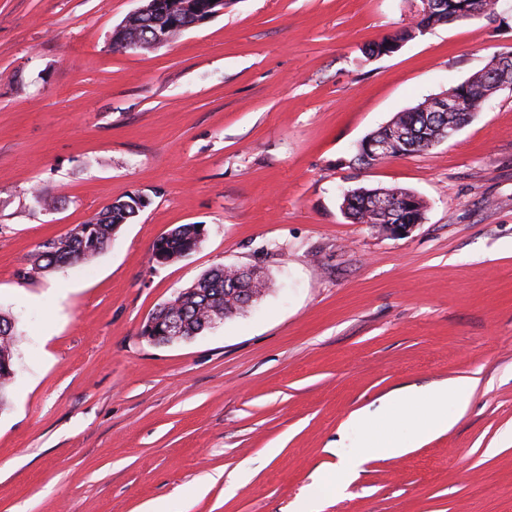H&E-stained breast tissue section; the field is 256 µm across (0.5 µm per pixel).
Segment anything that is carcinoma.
<instances>
[{
    "mask_svg": "<svg viewBox=\"0 0 512 512\" xmlns=\"http://www.w3.org/2000/svg\"><path fill=\"white\" fill-rule=\"evenodd\" d=\"M159 26L169 19L188 26L208 15L210 0H160ZM441 6L429 7L416 16L414 22L393 36H386L369 44V57L387 54L395 41H409L423 29L437 25L471 22L470 14L479 7L484 19L497 18L496 0H440ZM512 83V73L494 67L482 68L461 83L448 89L458 99L452 112H432L425 102L394 116L386 125L364 137L385 141L391 138L392 129L400 127L405 138L393 145V154L403 157L427 150L448 139V126H464L483 111L494 84ZM397 195L399 199L388 213L373 210L378 196ZM147 201L140 194H130L104 206L82 224L67 234L44 241L30 256V266L22 271L28 278L34 274H46L66 265H89L108 246L112 236L124 224H130L146 207ZM344 214L355 224H368L378 229L384 224H419L423 220L425 205L413 191L401 188H351L343 192ZM206 225L184 224L172 229L158 239L152 248L156 262L167 263L185 257L195 251L206 236ZM234 288H250L261 297L270 288V279L263 270L252 275H240L231 266H219L202 274L178 295L159 305L156 313L166 309L177 312L182 323V335L198 336L212 327V323L224 320V313L237 308L238 297L231 294ZM18 336L17 323L7 312H0V408L7 402L9 386L17 375L14 360V343Z\"/></svg>",
    "mask_w": 512,
    "mask_h": 512,
    "instance_id": "cac0c4a2",
    "label": "carcinoma"
}]
</instances>
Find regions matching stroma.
Wrapping results in <instances>:
<instances>
[{
	"mask_svg": "<svg viewBox=\"0 0 512 512\" xmlns=\"http://www.w3.org/2000/svg\"><path fill=\"white\" fill-rule=\"evenodd\" d=\"M141 4L0 0V310L19 331L0 512H305L348 457L323 512H512V90L433 148L348 163L512 52V0L374 58L421 0H224L169 44L113 51ZM360 186L411 189L422 223H352L339 190ZM130 193L148 206L94 263L20 277ZM196 223V251L154 262L158 237ZM221 264L271 287L194 339L142 336ZM457 380L466 409L416 439L398 392ZM360 411L404 453L368 451Z\"/></svg>",
	"mask_w": 512,
	"mask_h": 512,
	"instance_id": "obj_1",
	"label": "stroma"
}]
</instances>
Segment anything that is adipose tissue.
I'll return each mask as SVG.
<instances>
[{"label":"adipose tissue","mask_w":512,"mask_h":512,"mask_svg":"<svg viewBox=\"0 0 512 512\" xmlns=\"http://www.w3.org/2000/svg\"><path fill=\"white\" fill-rule=\"evenodd\" d=\"M471 391L468 382L458 381L433 387L424 392H405L400 396L412 419L417 437L424 438L447 428L449 420L445 411L447 403L467 406Z\"/></svg>","instance_id":"1"}]
</instances>
